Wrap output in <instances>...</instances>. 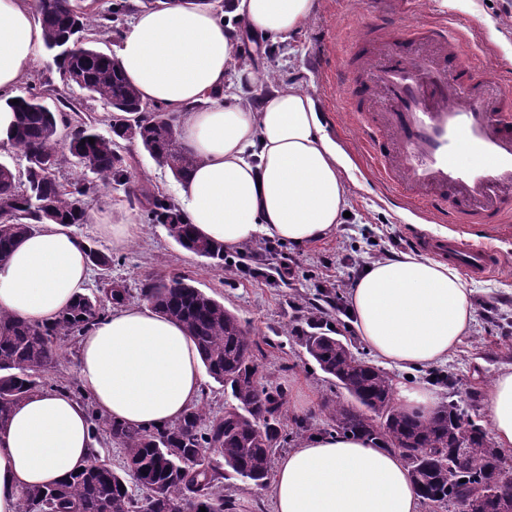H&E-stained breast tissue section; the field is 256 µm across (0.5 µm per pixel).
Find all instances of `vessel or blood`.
I'll list each match as a JSON object with an SVG mask.
<instances>
[{"label":"vessel or blood","instance_id":"vessel-or-blood-1","mask_svg":"<svg viewBox=\"0 0 512 512\" xmlns=\"http://www.w3.org/2000/svg\"><path fill=\"white\" fill-rule=\"evenodd\" d=\"M380 24L365 36L364 62L371 95L344 78L339 93L350 111L363 114L383 102L364 128L365 147L379 177L398 198L437 212L445 224L497 226L512 216V108L487 98L484 68L461 61V44L440 21L423 15L418 25L381 38ZM473 165H463L460 154ZM428 250L477 275L494 271L491 250L453 236Z\"/></svg>","mask_w":512,"mask_h":512}]
</instances>
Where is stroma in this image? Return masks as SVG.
Wrapping results in <instances>:
<instances>
[{
	"label": "stroma",
	"mask_w": 512,
	"mask_h": 512,
	"mask_svg": "<svg viewBox=\"0 0 512 512\" xmlns=\"http://www.w3.org/2000/svg\"><path fill=\"white\" fill-rule=\"evenodd\" d=\"M429 16L445 19L452 29L469 39L471 55L487 73L488 93L503 92L512 98V0H421ZM385 13L388 35L407 29L412 14L380 4L379 0H318L316 14L285 43H271L238 33L247 65L273 72L281 84L292 83L318 100L328 134L349 158L343 177L350 190V216L326 239L303 248L282 242L257 241L247 255L225 252L223 266L184 250L163 225L147 223L137 190L147 188L175 197L179 185L171 172L158 166L140 141H123L122 152L132 177L128 184L98 188L86 199V223L72 226L73 234L113 256L110 274L127 285L133 304L142 303V282L149 277L180 276L222 302L257 341L256 355L265 388H281L285 404L282 429L288 448L296 420L312 431L328 429L327 401L342 396L334 379L309 358L298 337L309 311L321 307L336 334L361 357L370 352L344 314L329 302L335 294H348L361 268L394 253H413L417 234L438 236L442 225L429 213L401 199L392 198L379 182L363 153L362 128L338 99L337 69L366 34L373 15ZM43 90L44 103L60 110L64 103L77 106L101 134H108L109 110L77 85L65 83L48 53H41L32 71L18 86ZM132 215L140 231L134 242L113 249L106 225ZM471 241L484 244L498 256L500 266L490 276L466 274L475 308L471 330L437 372L451 375L453 386L436 385L441 402H455L470 418L489 425L487 395L492 381L512 366V233L482 224L471 225ZM303 411H296L297 403ZM221 486L237 503L236 512H272L268 487H256L227 476Z\"/></svg>",
	"instance_id": "obj_1"
}]
</instances>
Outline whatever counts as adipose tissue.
<instances>
[{"instance_id": "1", "label": "adipose tissue", "mask_w": 512, "mask_h": 512, "mask_svg": "<svg viewBox=\"0 0 512 512\" xmlns=\"http://www.w3.org/2000/svg\"><path fill=\"white\" fill-rule=\"evenodd\" d=\"M316 0H162L137 12L116 58L143 101L174 117L196 163L178 191L187 223L225 249L267 238L295 247L343 223L346 156L327 135L306 91L261 79L239 59L236 26L257 39L287 41L313 17ZM44 45L37 0H0V146L12 144L10 107ZM263 84L257 107L224 101L231 85ZM88 244L46 224L0 265V310L32 324L55 321L84 294ZM357 336L388 366L410 370L447 361L474 321L472 290L449 263L414 253L371 262L347 300ZM78 377L100 415L126 426L176 423L199 402L202 362L185 330L151 304L118 307L78 345ZM495 443L512 449V368L488 393ZM85 408L67 392L38 390L0 431V512H17L28 488L56 485L86 465ZM274 512H423L401 457L334 431L304 440L278 461Z\"/></svg>"}]
</instances>
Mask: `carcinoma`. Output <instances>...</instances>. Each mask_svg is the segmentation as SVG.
<instances>
[{
	"label": "carcinoma",
	"instance_id": "cac0c4a2",
	"mask_svg": "<svg viewBox=\"0 0 512 512\" xmlns=\"http://www.w3.org/2000/svg\"><path fill=\"white\" fill-rule=\"evenodd\" d=\"M44 30V47L53 54L66 82L74 69L83 77L81 89L111 112L136 116L134 125L111 120L102 135L75 107L63 119L43 104L40 92L29 90L12 105L16 112L13 145L30 166L23 176L0 163V262L8 260L16 243L44 224L64 226L87 220L84 197L91 185H118L130 181L120 142L137 138L156 163L185 179L194 158L182 147L169 120L147 110L136 89L125 79L118 62L98 47L97 35L111 29L126 10V0H115L108 12L96 17L65 8L46 9L37 0ZM72 129L68 154L57 163L87 164L94 180L61 181L40 167V157L53 151L60 126ZM94 143H88L89 139ZM144 218L162 224L183 248L204 258L224 262V246L184 221L177 204L163 195H144ZM89 265L101 271L112 267V254L93 246ZM141 296L160 314L180 323L194 340L207 374L229 392L235 407L212 417L194 407L174 425L134 429L103 416H94L91 438L103 433L126 454L121 475L98 458L97 449L82 471L53 487L33 486L22 496L19 512H235L236 503L218 486L223 471L261 486L270 478L275 451L284 446L280 412L283 391L261 387L253 359L256 342L224 304L180 277L147 278ZM129 297L122 283L103 276L97 292L78 296L52 323L11 320L0 312V429L7 427L13 407L29 393L43 389L45 373L59 358L60 343L75 338L106 312ZM324 312H309L308 330L299 335L308 356L336 380L346 401L326 404L335 431L359 435L377 448L399 453L429 512H471L472 487L494 471H509V456L492 445L485 428L472 422L465 450L457 457L449 450L458 442V408L442 405L431 417L420 419L395 402L390 375L354 354L348 343L323 327ZM131 476L148 495L138 501L127 486ZM512 482L483 504L481 512H509Z\"/></svg>",
	"mask_w": 512,
	"mask_h": 512
}]
</instances>
